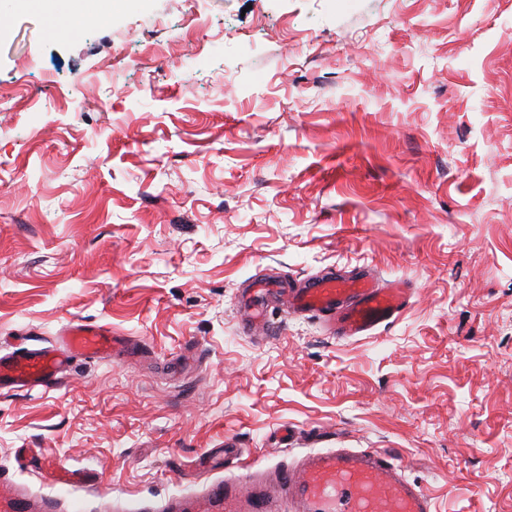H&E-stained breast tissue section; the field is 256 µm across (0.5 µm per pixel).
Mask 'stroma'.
Instances as JSON below:
<instances>
[{
    "instance_id": "stroma-1",
    "label": "stroma",
    "mask_w": 512,
    "mask_h": 512,
    "mask_svg": "<svg viewBox=\"0 0 512 512\" xmlns=\"http://www.w3.org/2000/svg\"><path fill=\"white\" fill-rule=\"evenodd\" d=\"M50 0L0 21V352L77 322L143 353L0 391V468L151 504L231 442L273 466L382 448L433 512H512V0ZM406 282L328 336L255 281ZM44 471L50 477H56L57 482L68 484L78 488H86L87 491H90L96 497L102 496L101 487L102 485L95 482V480L91 481L88 479L86 474L80 473L77 471L67 470L62 475H58V466L52 461H47L44 464Z\"/></svg>"
}]
</instances>
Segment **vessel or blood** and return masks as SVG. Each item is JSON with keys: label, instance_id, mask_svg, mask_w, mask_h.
Returning a JSON list of instances; mask_svg holds the SVG:
<instances>
[{"label": "vessel or blood", "instance_id": "vessel-or-blood-1", "mask_svg": "<svg viewBox=\"0 0 512 512\" xmlns=\"http://www.w3.org/2000/svg\"><path fill=\"white\" fill-rule=\"evenodd\" d=\"M286 294L295 312L319 317L327 335L350 339L373 334L396 319L408 306L411 290L395 282L379 287L369 275L331 273L307 280L301 287L281 289L260 282L249 292L256 300L255 317L261 324L271 321L266 301ZM125 344L108 328L87 323L71 325L60 347L25 353H0V390H31L56 385L73 356L93 357L115 353ZM204 464L216 479L201 490L165 500L151 512H278L276 500L296 503L298 512H432L431 499L422 487L408 481L380 448H330L306 453L297 462L269 467L258 461L239 465L237 474L219 477L222 459L206 457ZM44 471L59 482L100 494L98 483L77 471H59L46 462ZM278 497L269 494L270 485ZM0 512H82L64 507L54 496L36 497L26 486L0 471Z\"/></svg>", "mask_w": 512, "mask_h": 512}]
</instances>
